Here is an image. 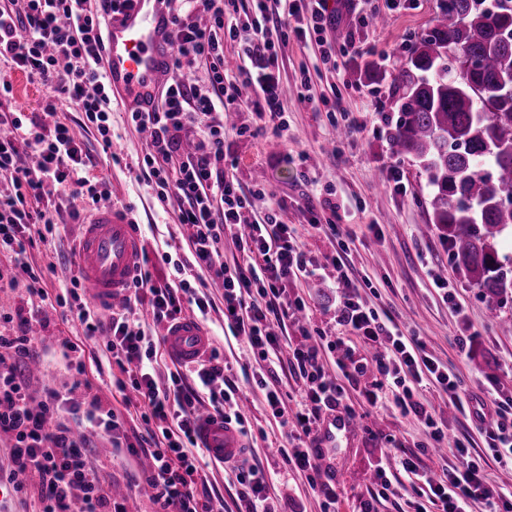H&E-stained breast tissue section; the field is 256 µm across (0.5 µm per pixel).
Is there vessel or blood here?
Returning a JSON list of instances; mask_svg holds the SVG:
<instances>
[{"mask_svg":"<svg viewBox=\"0 0 512 512\" xmlns=\"http://www.w3.org/2000/svg\"><path fill=\"white\" fill-rule=\"evenodd\" d=\"M174 38V17L158 0H118L109 25L105 74L126 109H153L170 75ZM76 236L82 283L100 317H109L127 295L141 258L139 229L105 205L90 222L78 225ZM163 336L169 355L179 363L195 360L209 343L207 328L193 317L178 320ZM354 430L353 420L330 418L320 430L318 456L332 459ZM195 435L211 462L220 465L239 458L246 446L234 424L205 411L197 417Z\"/></svg>","mask_w":512,"mask_h":512,"instance_id":"1","label":"vessel or blood"}]
</instances>
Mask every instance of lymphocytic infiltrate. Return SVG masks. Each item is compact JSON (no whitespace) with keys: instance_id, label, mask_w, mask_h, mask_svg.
<instances>
[{"instance_id":"lymphocytic-infiltrate-1","label":"lymphocytic infiltrate","mask_w":512,"mask_h":512,"mask_svg":"<svg viewBox=\"0 0 512 512\" xmlns=\"http://www.w3.org/2000/svg\"><path fill=\"white\" fill-rule=\"evenodd\" d=\"M11 2V8L0 7V55L11 56L18 68L38 76L48 90L46 115H53L58 99H67L96 126L103 146L111 147L101 13L93 10L91 0ZM194 3L212 22L201 26L177 20L172 66L188 73L201 62H211L210 86L174 80L154 111L131 115L135 127L151 135L139 164L141 175L160 203L177 198L176 219L189 253L174 262L175 274L170 278L158 280L150 271L138 269L126 307L113 312L106 323L83 302L79 280H72L56 297L59 306L85 324L88 339L105 337L106 348L123 373L115 382L116 391L133 389L140 399L143 429L136 441L153 459L154 468L144 482L156 512H212L209 495L198 490L193 451L197 414L207 409L239 425L245 419L235 412L237 390L224 378V357L218 349L199 361L195 379L179 372L172 375L170 385L155 380L154 362L163 339L134 327L133 306H148L159 324L177 321L186 302L204 318L212 302L197 290L207 279L217 280L224 290V320L231 335L246 337L254 354L265 360L282 347L280 329L306 308L302 298H288L289 282L309 276L313 265L297 228L282 223L274 210L256 211L253 191L243 189L227 172L224 114L238 106L240 92L237 85L224 83V39L236 37L239 25H247L250 36L241 47L243 55H259L274 65L289 39L319 37L334 21L327 0H291L287 12L278 16L270 15L268 0H249L243 14L238 11L239 0ZM191 123L203 124L205 130L193 150L186 151L181 133ZM24 150L35 156L36 172L19 167ZM85 165L82 144L69 126L58 121L27 124L13 113L0 114V174L8 175L12 185L11 192L0 193V251L25 254L34 244L32 226L53 231L41 204L60 188H71L76 196L101 198L99 187L82 175ZM309 227L337 241L330 262L340 272L347 294L336 322L356 343L345 346L343 357L333 361L310 344L307 331L302 342L287 347L288 366L304 385L297 412H289L276 371L259 376L255 384L273 419L289 432L291 448L284 451V458L315 487L321 483V469L313 453V433L325 412L352 414L345 402L346 389L357 386L364 370L372 371L378 390L391 392L401 415L423 421L432 448L441 447L446 434L426 407L424 385L447 394L458 411H465L468 401L456 375L427 353L419 336L404 333L392 316L379 314L363 300L359 285L348 274L352 233L317 216ZM228 235L243 255L231 266L225 264L223 252ZM30 323V317L22 316L13 332H0V432L15 438L9 464L0 466V488L25 496L15 475L29 471L39 479L38 512H69L75 499L83 502V512H124L102 486L88 457L90 437L98 432L108 435L113 447H121L123 417L90 392L70 406L53 391L41 401L30 399L24 373L36 343ZM473 423L496 457L512 462V404L491 399L485 410L474 412ZM424 484L441 512H469L471 502L485 495L483 478L472 462L463 470L425 479Z\"/></svg>"}]
</instances>
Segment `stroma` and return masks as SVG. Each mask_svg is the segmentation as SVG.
<instances>
[{"label": "stroma", "instance_id": "35a3bbf8", "mask_svg": "<svg viewBox=\"0 0 512 512\" xmlns=\"http://www.w3.org/2000/svg\"><path fill=\"white\" fill-rule=\"evenodd\" d=\"M440 0H329L336 12L334 26L321 35L320 42L290 40L278 66L256 57L243 62L241 42L224 41V79L240 82V68H247L252 91L274 84L280 91L286 126L280 137L255 134L258 118L251 107L241 105L224 123V151L236 163L233 171L244 189L265 187L255 206L277 210L282 223L295 225L316 260L333 254L334 239L308 231L310 212L335 217L351 230L355 241L350 261L358 278L364 279L361 295L378 312L395 318L401 329L421 336L429 354L447 365L461 381L466 393L477 397L494 395L512 400V288L500 300L485 296L472 285L453 259L447 243L432 222L428 204L430 186L423 169L413 160L392 156L386 138L389 117L387 86L351 77L354 69L374 64L385 70L399 66L409 39L425 33L439 11ZM345 29L360 45L357 53L338 51L337 29ZM331 57H323V49ZM309 70L311 81L302 85L301 72ZM0 78L12 85L9 97L0 99L1 112H18L26 118L39 117L46 89L38 77L18 69L10 58L0 57ZM339 99L343 112L326 111L323 102ZM112 148L103 151L94 127H83L82 147L90 162L84 177L104 183L106 201L125 212L139 226L154 277L172 275L173 260L185 257V237L173 222L176 201L160 204L139 177L138 163L146 149L148 135L136 130L123 105L111 101ZM353 115L362 130L352 140L338 138L343 113ZM120 164H113L112 155ZM396 166L402 176L400 186L388 185L384 173ZM335 210H328L327 202ZM96 205L91 199L75 198L59 191L49 215L57 229L37 241L28 261L41 269L48 299L40 305L36 319L40 341L28 362V392L42 398L50 390L82 400L72 385L77 372L62 355V339L83 344L86 358L108 361L104 345L85 339V327L78 319H62L55 301L63 283L75 276L76 221L88 219ZM12 276L0 280V313L27 309L31 301L25 290L26 276L16 268L9 253H0V270ZM448 284L436 288L434 279ZM453 300H444L445 292ZM345 292L333 267L308 280L289 283L287 293L302 297L308 305L307 328L313 344L326 347L342 330L336 324V307ZM206 326L210 343L224 354L227 377L239 388V409L250 424L248 450L239 462L219 466L208 457L199 463L211 482L215 503L222 512H239L237 474L239 468L259 466L271 475L270 500L276 512H322L323 495L312 489L305 476L286 465L278 448L286 444L283 429L261 404L253 376L267 364L255 358L244 340L224 336V313H210ZM466 348H459L458 340ZM103 401L120 412L127 436L140 431L135 406L125 404L113 392L111 373L97 375L87 366L85 375ZM372 377L364 375L358 388L348 389L346 401L354 409L357 430L344 442L331 461V471L322 480L336 494V512H359L378 470H385L390 486L385 495L372 499L374 512H438L421 490L410 484L400 461L410 457L419 470L438 475L443 469L463 468L465 461L478 464L489 499L472 503L471 512H507L511 505L502 499L503 490H512V468L499 463L488 448L483 433L469 417L448 404V397L433 386L423 394L431 412L449 439L466 440L468 458L450 451L423 450L426 439L421 422L402 416L397 410L372 408L367 394ZM89 458L105 488L120 490L127 512H154L155 507L135 476L150 470L148 454L129 455L112 447L105 435L91 438Z\"/></svg>", "mask_w": 512, "mask_h": 512}]
</instances>
